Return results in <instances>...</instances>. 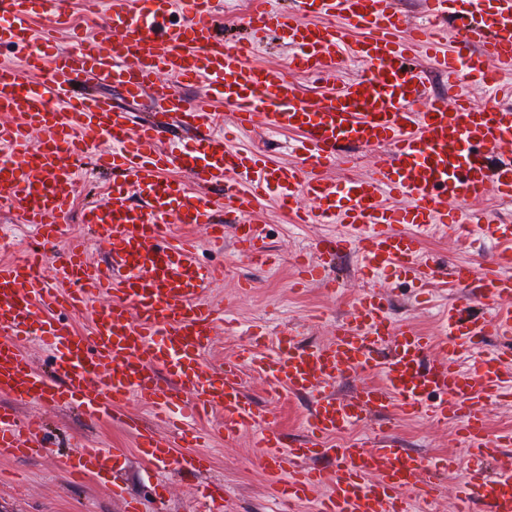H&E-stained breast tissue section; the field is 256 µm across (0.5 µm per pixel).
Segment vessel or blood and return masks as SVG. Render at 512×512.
<instances>
[{
    "label": "vessel or blood",
    "instance_id": "b4317fda",
    "mask_svg": "<svg viewBox=\"0 0 512 512\" xmlns=\"http://www.w3.org/2000/svg\"><path fill=\"white\" fill-rule=\"evenodd\" d=\"M422 4L429 19L456 22L454 43L435 28L403 40L395 0H290L278 11L251 0L244 22L254 40L232 46L216 33L213 0H107L95 19L111 31V47L89 40L73 52L55 42L68 24L65 0H0V44L23 51L22 68L0 64V114L7 116L0 121V207L33 225L43 244L23 260L0 262V392L15 405H73L89 420L111 419L135 436L145 463L179 473L209 469L206 454L173 453L179 443L199 442V434L181 426L175 436L161 435L126 413L128 403L147 405L160 421L177 406L190 418L220 413L216 431L225 440L254 430L259 465L278 501L311 502L315 512H424L441 491V476L458 468L456 457L430 461L389 434L354 445L338 437L394 412L454 421L475 461L457 484L455 512H512V467L494 464L512 432L491 435L485 415L488 403L512 397V352L482 353L469 369L458 363L483 337L512 335V225L493 223L477 208L491 193L512 200V162L502 156L512 147V107L477 106L462 89L469 82L512 96V81H503L512 78V0L485 8L476 0ZM171 5L181 21H167ZM38 12L44 20L37 26ZM351 29L363 39L349 41ZM271 32L290 48L286 64L252 63L256 43ZM418 53L447 74L444 96L429 94L425 68L411 60ZM350 58L365 74L335 86L333 76ZM26 71L33 80L23 79ZM298 74L321 83L327 105H304ZM179 83L202 85L206 95L185 102ZM109 86L123 89L125 105L100 96ZM215 101L233 107L240 130L299 132L306 157L279 165L234 150L215 131ZM175 124L194 139L178 153L162 147ZM102 141L110 150L99 149ZM378 148L384 155L366 176L330 177L336 165H352L356 151ZM72 157L95 158L120 175L106 201L82 213L83 224L110 245L106 271L90 261L84 240L53 248L72 212ZM171 166L183 178L165 177ZM212 185L223 186V197L210 195ZM268 195L295 223L351 230L349 239L316 243L318 260L295 258L296 278L328 291L348 244L366 274L399 269L423 288L441 273L420 261L419 241L431 225L474 224L503 249L483 271L455 264L443 272L458 287L478 284L479 293L449 307L439 336L394 324L385 292L371 288L327 343L304 345L284 329L272 351L259 337L237 359L204 367L218 326L210 303L218 274L166 222L204 228L219 245L232 234L262 264L268 255L257 212ZM228 214L238 218L229 230ZM67 307L94 308L90 332L53 317ZM33 339L51 349L50 373L31 365L22 344ZM246 368L276 396L316 393L302 438L275 430L273 413L246 397ZM355 374V392L336 395L335 382ZM41 431L40 419L0 407L1 456L37 455L45 446ZM118 462L90 446L62 466L72 477L111 483Z\"/></svg>",
    "mask_w": 512,
    "mask_h": 512
}]
</instances>
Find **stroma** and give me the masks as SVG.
Instances as JSON below:
<instances>
[{
    "mask_svg": "<svg viewBox=\"0 0 512 512\" xmlns=\"http://www.w3.org/2000/svg\"><path fill=\"white\" fill-rule=\"evenodd\" d=\"M231 144L236 148L258 147L285 164L299 163L306 154L299 134L272 132L262 127L237 133ZM103 194V176L92 165L79 164L72 216L61 225L57 242L62 245L72 236L85 234L90 258L104 267L108 264L107 242L100 236L86 234L80 222L85 201L102 198ZM261 217L267 246L278 257L273 266L253 263L235 244L232 235H225L223 249L217 250L210 246L203 228L189 229L174 223L169 226L172 234L192 237L200 261L223 272L222 280L213 288L211 301L218 311L228 312L229 328L215 338L211 352L214 361L236 358L253 334L271 333L287 326L299 331L302 342H325L333 326L350 314L362 290L375 284L384 287L394 322L414 325L431 336L440 331L444 307L465 294L464 289L450 285L423 290L412 278L395 271L369 279L362 275L358 255L350 247L342 250L334 270L338 279L335 293H324L312 285L298 289L292 285L296 255L321 239L345 235V228L339 224L292 223L272 199L265 202ZM38 240L34 228L9 212L0 211V261L25 257ZM498 250V245L477 228L466 235L450 228L425 235L421 242L422 258L443 267L458 263L476 265ZM244 392L260 406H274L279 431L295 438L302 436V419L312 405L311 397L272 401L263 379L252 373L244 376ZM1 406L15 408L24 417L44 414L51 446L32 458H0V512H123V505L113 498L110 485L93 478L73 483L64 473L62 454L74 452L87 440L125 457L127 467L122 478L130 496L141 501L144 512H201L203 499L198 487L211 482L223 484L226 512H278V504L269 495L258 465L259 450L251 432L242 433L235 441L211 446L212 463L206 475L171 474L146 465L132 437L109 421H85L75 408L67 406H17L2 393ZM383 428L403 448L431 460L467 453L466 443L452 423L394 414Z\"/></svg>",
    "mask_w": 512,
    "mask_h": 512,
    "instance_id": "obj_1",
    "label": "stroma"
}]
</instances>
